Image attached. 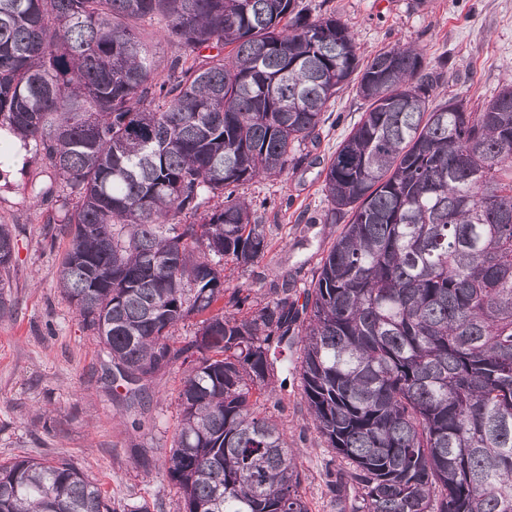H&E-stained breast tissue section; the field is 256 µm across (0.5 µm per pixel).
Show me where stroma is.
Listing matches in <instances>:
<instances>
[{
    "label": "stroma",
    "mask_w": 512,
    "mask_h": 512,
    "mask_svg": "<svg viewBox=\"0 0 512 512\" xmlns=\"http://www.w3.org/2000/svg\"><path fill=\"white\" fill-rule=\"evenodd\" d=\"M353 33L359 51L413 45L446 71L438 99L459 96L469 107L496 94L512 72V0H324ZM365 104L355 89L341 91L325 114L306 159L277 180L245 187L267 199L259 217L269 247L254 265L224 267L227 291L251 287L268 298L271 282L308 288L336 225L323 223L325 170L338 144L359 121ZM59 180L48 160L27 151L22 168L0 172V224L14 237L5 294L14 304L0 319V464L19 458L66 459L98 483L117 512H184L165 459L180 421L178 393L184 367L173 364L146 382L141 403L128 406L126 388L58 286L69 245L59 234V203L45 190ZM274 413L299 451V491L311 512H336L328 489L346 463L314 429L298 371H278Z\"/></svg>",
    "instance_id": "1"
}]
</instances>
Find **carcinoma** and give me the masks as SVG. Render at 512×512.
Masks as SVG:
<instances>
[{
    "mask_svg": "<svg viewBox=\"0 0 512 512\" xmlns=\"http://www.w3.org/2000/svg\"><path fill=\"white\" fill-rule=\"evenodd\" d=\"M155 18L164 80L135 27ZM444 80L412 45L362 57L298 0H0V132L73 202L59 288L130 394L189 362L166 458L185 512H310L257 409L297 343L312 425L349 464L336 512H512V79L475 112L434 103ZM350 84L366 109L322 188L341 229L303 303L286 281L224 298L220 261L269 245L238 190L288 174ZM13 244L0 224L1 273ZM0 512L115 510L71 463L22 458Z\"/></svg>",
    "mask_w": 512,
    "mask_h": 512,
    "instance_id": "1",
    "label": "carcinoma"
}]
</instances>
